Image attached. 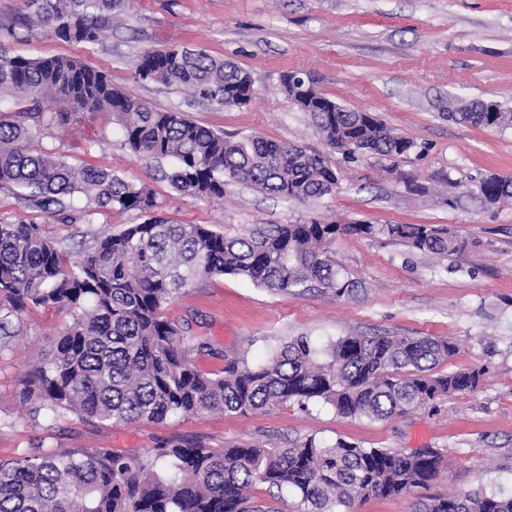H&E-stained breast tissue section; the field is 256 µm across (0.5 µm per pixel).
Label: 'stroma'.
I'll return each instance as SVG.
<instances>
[{
  "mask_svg": "<svg viewBox=\"0 0 512 512\" xmlns=\"http://www.w3.org/2000/svg\"><path fill=\"white\" fill-rule=\"evenodd\" d=\"M9 27L15 30L5 42L11 54L81 58L152 107L187 113L228 136L299 144L323 154L341 176L335 192L318 200L286 202L231 181L222 201L208 202L177 194L162 179L169 161L124 148L110 114L82 112L62 124L32 127L34 147L147 184L160 217L231 235L312 218L437 224L467 241L465 250L445 256L381 235L342 236L331 251L359 285L351 299L300 288L273 294L233 275L199 279L163 310L187 342L204 337L212 344L213 354L196 356L199 369L220 371L228 357L260 362L268 347L295 336L322 344L386 334L452 341L457 352L443 371L482 368L486 375L474 393L382 421L344 417L320 402L118 428L74 415L34 420L21 402L19 379L54 347L68 317L53 306L32 307L11 346L0 350V460L39 443L141 452L170 439L289 448L310 437L343 438L365 448L438 449L443 468L429 488L433 495L481 488L512 494V204L488 207L470 191L486 176L512 178V128L448 118L449 108L474 100L512 110V0H128L121 20L94 45L64 42L28 23L23 0H0V29ZM176 46L203 48L251 72L252 101L219 110L184 89L135 79L138 56ZM293 71L310 73L321 93L372 113L412 138L416 149L347 161L289 99L282 77ZM143 220L138 211L116 208L64 220L31 207L23 190L0 186V221L41 225L72 256L94 236Z\"/></svg>",
  "mask_w": 512,
  "mask_h": 512,
  "instance_id": "stroma-1",
  "label": "stroma"
}]
</instances>
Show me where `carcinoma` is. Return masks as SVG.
Here are the masks:
<instances>
[{
    "label": "carcinoma",
    "instance_id": "1",
    "mask_svg": "<svg viewBox=\"0 0 512 512\" xmlns=\"http://www.w3.org/2000/svg\"><path fill=\"white\" fill-rule=\"evenodd\" d=\"M39 25L56 38L96 44L125 0H25ZM135 78L178 85L222 110L253 98L251 75L201 48L143 53ZM0 185L25 190L29 204L62 215L77 200L86 217L99 210H137L145 220L93 240L76 261L38 224L0 222V348L16 336L13 322L30 306H54L69 317L52 352L20 378L36 419L75 415L100 426L163 424L207 412L226 416L280 406L331 405L350 418L385 420L455 394L475 392L485 372H439L456 346L429 336H344L317 346L296 336L250 363L226 360L204 372L163 310L199 277L234 275L271 293L316 287L336 298L356 285L332 259L344 234L384 235L421 252L462 251L466 242L435 224H269L228 236L204 224H178L153 215L148 185L114 170L75 166L29 145L30 127L62 123L74 112H106L120 125L132 154L171 160L167 179L179 194L221 201L236 181L284 200L305 202L336 190V169L294 143L224 136L185 113L160 111L112 84L108 75L69 56L25 58L0 49ZM48 102L70 108L53 112ZM471 103L448 118L474 126L512 127V112H481ZM326 142L351 161L362 153L402 156L417 143L369 112L311 113ZM495 205L512 199V180H480L473 192ZM442 468L435 448L409 453L363 448L312 437L291 447L240 442L220 448L194 439L160 442L147 452L38 445L0 461V512H267L250 504L258 485L291 491L302 512H341L367 495L398 496L427 489ZM419 512H512L497 491L422 497Z\"/></svg>",
    "mask_w": 512,
    "mask_h": 512
}]
</instances>
